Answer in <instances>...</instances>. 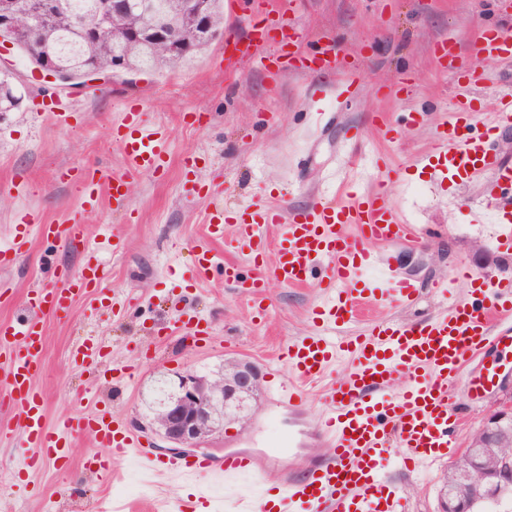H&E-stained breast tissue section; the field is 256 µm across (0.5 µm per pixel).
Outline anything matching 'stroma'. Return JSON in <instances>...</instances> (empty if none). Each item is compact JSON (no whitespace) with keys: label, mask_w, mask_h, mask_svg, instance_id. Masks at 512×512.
<instances>
[{"label":"stroma","mask_w":512,"mask_h":512,"mask_svg":"<svg viewBox=\"0 0 512 512\" xmlns=\"http://www.w3.org/2000/svg\"><path fill=\"white\" fill-rule=\"evenodd\" d=\"M285 17L295 29L298 47L315 52L335 42L343 69L352 70L357 98H326L336 117L323 139L305 144L301 128L315 106L313 76L284 72L273 75L264 64L240 55L234 43L244 42L254 23L240 11L224 16L225 38L216 39L201 54L156 72L121 73L110 82L95 80L71 85L43 77L17 52L0 62L23 95L21 107L0 119V250L11 247L18 210L28 209L43 220L62 223L79 216L86 226L85 246L32 237L28 251L10 269L0 270V320L23 311L33 286L45 284L44 269L56 263L78 270L90 255L106 265L102 291L106 296L131 295L129 318L111 312L89 315L75 304L65 318L43 315L46 345L38 379L48 423L90 414L101 407L119 415L125 428L150 424L149 406L159 387H171L185 368L214 369L225 359L242 358L266 367L289 340L308 332L312 308L321 293L315 285L300 288L267 281L262 290L267 313L256 319L238 288L220 276L195 281L192 262L204 245L200 214L204 199L193 187L222 175L224 203L246 206L268 192L281 195L285 212L307 208L330 183L326 170L342 164L348 127L363 129L360 151L377 152L393 170L391 200L411 223L430 231L417 248L376 245L389 256L400 276L421 289L411 308L391 307L392 318L414 323L439 314L443 303L433 292L459 266L486 279L512 281V251L497 247L491 228L471 223L470 205L482 188L435 178L431 169H417L413 160L428 153L432 129L454 102V80L430 54L431 44L448 39L467 47L482 27L512 23L505 0H282ZM472 69L485 82L475 94L479 112L493 108L497 97L512 95V71L484 56L471 58ZM52 90L73 97L69 116L53 119L36 112L33 100ZM135 103L146 127H165L168 161L163 175L129 170L111 138V128L126 103ZM382 112L396 128L387 140L368 127L365 118ZM205 157V165L188 173L184 159ZM86 168L97 175L126 173L132 191L122 202L104 200L95 210L81 207L77 186L62 180V167ZM185 308L210 323L207 341L162 334V324ZM104 340L107 367H132L126 386L113 388L75 362L73 353L84 340ZM477 373L469 365L450 387L452 404L466 407L458 441L478 430L500 385L512 381V363L499 371V385L473 398L467 380ZM288 424V412L271 406L261 392L249 425L226 424L206 440L205 453L223 458L226 440L237 450L267 451L278 430ZM27 443L16 427L8 389L0 379V502L11 512H96L102 492L100 462L107 451L87 434L76 436L68 451L69 464L45 462L25 472ZM450 464L446 458H425L404 468L390 453L382 473L400 491H407L409 512H434L437 482ZM122 473L112 489L128 488L133 512H152L162 494L184 498L183 487L161 492L140 485L139 471L116 461Z\"/></svg>","instance_id":"35a3bbf8"}]
</instances>
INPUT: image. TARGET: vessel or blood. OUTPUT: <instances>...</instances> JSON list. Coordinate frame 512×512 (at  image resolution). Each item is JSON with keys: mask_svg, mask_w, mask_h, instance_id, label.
Masks as SVG:
<instances>
[{"mask_svg": "<svg viewBox=\"0 0 512 512\" xmlns=\"http://www.w3.org/2000/svg\"><path fill=\"white\" fill-rule=\"evenodd\" d=\"M242 9L260 19L245 47L246 55L265 56L270 31L279 29L280 11L269 0H235ZM449 56L455 74L456 105L433 130L432 149L417 163L435 174L469 183L484 175L492 180L484 201L472 211L475 223H492L495 239L512 248V210L500 204L498 189L512 187V162H506L493 142L472 133L478 113L472 107L474 90L483 83L460 50L447 41L436 44ZM476 53L512 65V26L498 28L493 37L475 43ZM338 49L324 48L317 56L322 82L316 94L354 98V78H336ZM39 111L57 117L71 110L67 95H41ZM330 120L322 106L306 114L308 142H316ZM112 137L133 169L165 168L166 152L161 129L145 128L141 114L125 107L112 128ZM81 205L96 209L102 197L121 200L126 177L102 180L93 173L81 174ZM337 198L318 196L304 210L284 215L272 201H260L245 209H232L210 202L204 214L208 239L220 241L232 235L251 268L242 276L237 263L224 264V279L238 285L256 301L266 279L299 287L316 280L322 297L313 317V331L288 342L270 368L271 401L301 411L310 384L319 382L338 356L351 361L348 373L326 389V405L314 419L311 438L318 454L304 473L279 469L247 452L228 451L223 459L206 455L159 456L145 434L123 429L116 416L94 414L71 418L56 426L46 422L42 393L36 383L40 370L45 328L41 312H69L76 300L95 310L104 298L98 288L106 268L97 258L67 276L66 287L34 288L28 294L26 312L0 322V352L7 353V375L19 409V426L31 450L30 469L50 460L66 465V450L72 436L92 434L99 447L111 449L114 458L137 465L152 482L165 486H190L193 502L163 499L162 512H189L191 506L208 512H404L401 495L379 470V463L399 442L402 460L413 463L435 454L450 455L456 447V412L448 402V387L468 363L480 359L488 346L512 352V282H493L460 268L459 279L469 283V294L434 317L416 324L388 317L371 320L359 334L335 341L356 319L361 307L411 305L420 290L400 278L390 259L373 252V244H421L423 226L407 221L392 205L385 184L360 191L337 190ZM17 224L44 238L61 239L78 246L85 242L84 224H42L30 211H20ZM277 228V259L267 263V231ZM167 333L205 336L209 325L201 318L180 313L166 327ZM289 380H282V370ZM230 489L223 502H216L214 487Z\"/></svg>", "mask_w": 512, "mask_h": 512, "instance_id": "obj_1", "label": "vessel or blood"}]
</instances>
